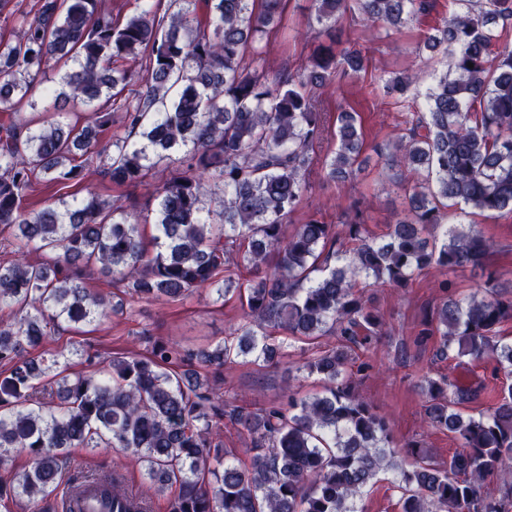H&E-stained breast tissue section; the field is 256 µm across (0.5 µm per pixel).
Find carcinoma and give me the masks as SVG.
<instances>
[{"label":"carcinoma","instance_id":"cac0c4a2","mask_svg":"<svg viewBox=\"0 0 512 512\" xmlns=\"http://www.w3.org/2000/svg\"><path fill=\"white\" fill-rule=\"evenodd\" d=\"M285 2L206 0L204 19L195 20L196 0H170L163 16L151 0H135L120 20L104 0H43L19 13L14 37H0V228L14 245L0 261V363L10 366L0 375V467L17 451L29 457L26 471L0 483V507L25 497L33 512H50L68 450L106 445L132 451L157 492L177 489L171 512H359L357 499L383 471L396 476L401 512H512V384L475 417L460 407L483 387L427 379L428 422L458 442L441 464L419 444L413 460L398 455L385 417L346 371L351 351L386 326L356 277L406 288L432 266L482 271L492 244L447 223L448 202L512 212V46L497 34L512 24V0H457L463 9L432 27L425 46L444 48L449 70L386 158L389 168L417 176L391 180L405 191L406 213L379 242L356 207L346 223L350 249L335 248L337 233L318 219L289 235L285 224L328 133L316 91L339 69L366 70V60L320 43L271 87L260 43L281 24ZM310 2L320 35L347 11V0ZM430 9L429 0H358L363 22L395 28ZM64 58L73 68L59 87L42 86L51 62ZM416 83L401 74L387 88L403 99ZM133 85L136 93L123 96ZM70 101L91 107L89 116L34 127L19 112L27 103L59 116ZM114 109L128 134L102 145ZM337 121V148L324 162L331 181L350 178L363 146L357 113L343 110ZM94 160L133 187L161 164L171 174L131 213L93 192L25 209L35 179L80 180ZM217 195L223 208L207 207ZM149 224L157 232L151 251L143 244ZM30 250L55 257L33 264ZM241 267L254 274L245 284L234 277ZM87 268L120 277L146 300H182L222 275L219 295L243 293L249 322L211 351L155 342L147 356L112 358L100 377L72 379L57 370L58 359L33 351L51 328L92 324L121 308L80 285ZM509 320L512 291L489 280L481 297H443L415 342L438 335L440 355L492 360L511 376L512 343L498 336ZM269 328L338 337L336 348L302 365L326 383L321 394H290L254 412L214 401L197 372L168 369L249 354L265 363L278 349ZM49 374L56 388L46 401L33 381ZM226 418L260 449L247 468L226 459ZM488 479L501 483V497L484 494ZM100 481L102 494L125 498L116 478Z\"/></svg>","mask_w":512,"mask_h":512}]
</instances>
